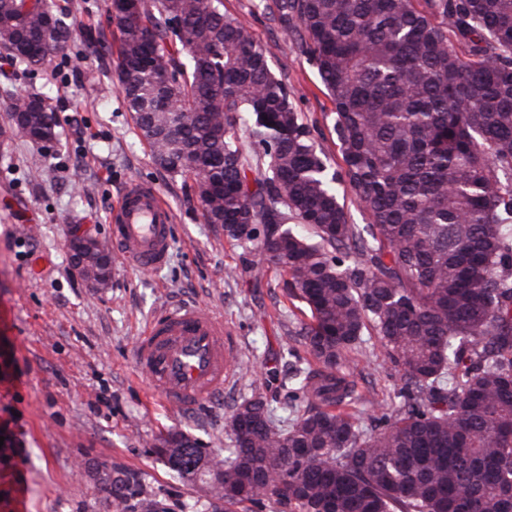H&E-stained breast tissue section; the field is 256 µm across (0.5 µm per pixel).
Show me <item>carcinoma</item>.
Listing matches in <instances>:
<instances>
[{"mask_svg":"<svg viewBox=\"0 0 512 512\" xmlns=\"http://www.w3.org/2000/svg\"><path fill=\"white\" fill-rule=\"evenodd\" d=\"M332 101L331 169L288 84L224 0L113 11L116 79L156 163L195 179L206 222L255 242L310 314L294 335L292 418L262 393L227 419L233 447L181 432L159 459L206 512H512V0H272ZM74 23L0 0V50L41 67ZM10 123L57 136L39 92L3 90ZM350 187L370 223L352 224ZM400 402L359 426L343 371L365 337ZM167 512L150 491L128 510Z\"/></svg>","mask_w":512,"mask_h":512,"instance_id":"carcinoma-1","label":"carcinoma"}]
</instances>
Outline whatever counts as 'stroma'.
Masks as SVG:
<instances>
[{"instance_id":"35a3bbf8","label":"stroma","mask_w":512,"mask_h":512,"mask_svg":"<svg viewBox=\"0 0 512 512\" xmlns=\"http://www.w3.org/2000/svg\"><path fill=\"white\" fill-rule=\"evenodd\" d=\"M268 0H224L264 48L271 69L331 164L341 162L327 119L333 105L310 57L272 20ZM76 31L69 59L0 71V89L46 93L59 137L53 150L17 137L0 146V336L12 363H0V436L22 430V444L0 446V512H110L105 475L140 481L171 507L200 500L198 485L174 476L153 452L156 436L180 431L204 447L231 445L226 419L254 391L274 407L288 400V366L303 305L253 243L228 240L206 223L193 178L170 177L142 142L116 84L112 55L86 56L82 33L100 23L106 0H54ZM98 83H91L88 71ZM153 185L174 214L167 264L140 271L112 262L108 288L92 291L70 272L66 228L86 224L108 238L109 215L131 181ZM173 301L201 302L236 331L240 361L254 373L221 397L174 410L138 370L134 343L143 325ZM371 427L377 404L395 401L399 373L368 353L346 367Z\"/></svg>"}]
</instances>
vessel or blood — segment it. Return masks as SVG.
I'll list each match as a JSON object with an SVG mask.
<instances>
[{"mask_svg":"<svg viewBox=\"0 0 512 512\" xmlns=\"http://www.w3.org/2000/svg\"><path fill=\"white\" fill-rule=\"evenodd\" d=\"M173 212L159 191L131 182L110 214L112 250L139 270L161 267L172 249ZM237 337L223 317L197 303L161 308L137 339L135 360L152 391L186 410L223 394L236 376Z\"/></svg>","mask_w":512,"mask_h":512,"instance_id":"1","label":"vessel or blood"}]
</instances>
